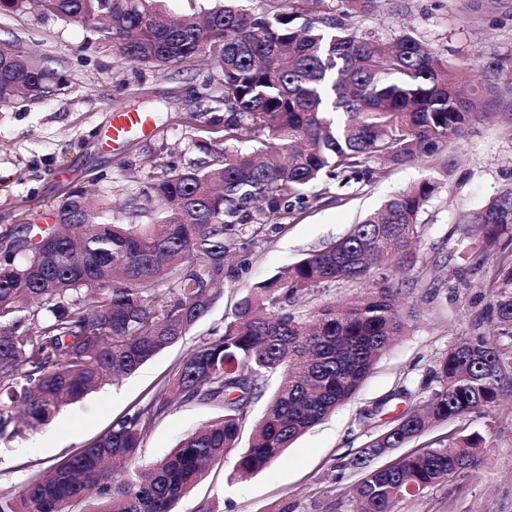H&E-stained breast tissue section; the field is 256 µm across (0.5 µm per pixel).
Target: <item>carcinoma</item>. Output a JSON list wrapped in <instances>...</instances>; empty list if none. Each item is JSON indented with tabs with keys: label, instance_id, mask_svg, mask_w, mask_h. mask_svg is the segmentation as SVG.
<instances>
[{
	"label": "carcinoma",
	"instance_id": "obj_1",
	"mask_svg": "<svg viewBox=\"0 0 512 512\" xmlns=\"http://www.w3.org/2000/svg\"><path fill=\"white\" fill-rule=\"evenodd\" d=\"M43 13L90 26L124 60L177 68L207 55L220 71L209 100L224 106V126L202 130L203 143L256 142L252 152H216L205 166L151 176L142 199L149 224L112 220L89 190L63 195L55 224L31 242L0 237V449L24 438L60 408L114 376L130 375L187 336L214 306L216 285L232 276L225 256L243 227L280 224L304 191L322 178L382 175L368 164L432 157L480 118L487 103L512 111V75L488 65L474 85L466 68H448L404 33L384 45L351 23L379 0H269L256 15L232 4L159 20L164 0H36ZM510 87L502 93L498 81ZM54 72L43 59L0 41V105L49 93ZM437 183L387 199L341 240L253 284L224 332L195 345L146 406L79 452L35 473L16 492L0 493V512H173L210 466L238 447L251 405L267 377L278 383L233 473L260 472L303 433L350 399L395 337L408 327L390 273L420 263V213ZM481 246L494 247L512 227V187L489 213L463 216ZM23 261H16L18 254ZM508 270L503 246L494 281ZM380 280L382 287L312 316L298 298L328 283ZM512 325V294L496 300ZM512 369L493 340L463 338L433 378L422 408L392 421L368 448L341 464L361 471L357 512H393L401 497L475 476L486 438L472 432L400 454L376 475L367 453L405 448L434 424L490 409ZM205 401L224 414L191 432L166 457L112 473L137 454L154 421L175 399Z\"/></svg>",
	"mask_w": 512,
	"mask_h": 512
}]
</instances>
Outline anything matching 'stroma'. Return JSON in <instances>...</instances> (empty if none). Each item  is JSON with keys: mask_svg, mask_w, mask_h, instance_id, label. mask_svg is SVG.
<instances>
[{"mask_svg": "<svg viewBox=\"0 0 512 512\" xmlns=\"http://www.w3.org/2000/svg\"><path fill=\"white\" fill-rule=\"evenodd\" d=\"M356 29L384 42L411 34L449 65L470 63L474 80L489 62L512 63V0H382L378 11L357 17ZM1 39L39 54L56 78L46 97L0 108V232L26 224L47 228L62 195L85 187L111 202L114 220L150 223V212L128 206L129 199L141 197L147 175L209 161L198 129L218 109L205 97V84L217 75L210 60L165 71L130 64L94 30L31 9L1 15ZM120 107L153 113L156 129L113 150L102 143V127L109 110ZM189 112L197 113V128L186 126ZM448 152L455 159L452 173L423 158L388 166L381 179L344 186L320 180L284 224L266 225L259 233L243 229L242 247L229 260L235 273L190 335L136 373L65 406L0 454V492L18 489L33 471L78 452L142 408L160 385L172 381L190 348L222 334L225 318L250 285L338 240L387 197L432 179L439 190L419 217L422 261L409 275L393 279L401 308L414 313L405 334L383 353L357 393L298 438L282 461L234 480L235 456L227 454L175 507V512H197L204 503L214 512H356L352 488L360 475L340 471V464L431 395L436 384L430 372L459 339L490 336L512 355V326L499 322L493 311L497 291L489 279L497 258L476 265L475 239L462 238L458 230L465 212L487 206L512 184V121L499 115L478 121ZM375 406L379 416L367 420L366 410ZM222 413V407L203 401L174 403L154 422L139 461L164 457ZM473 431L487 439V463L478 476L403 497L395 512H512V380L504 383L494 408L435 424L421 441Z\"/></svg>", "mask_w": 512, "mask_h": 512, "instance_id": "1", "label": "stroma"}]
</instances>
